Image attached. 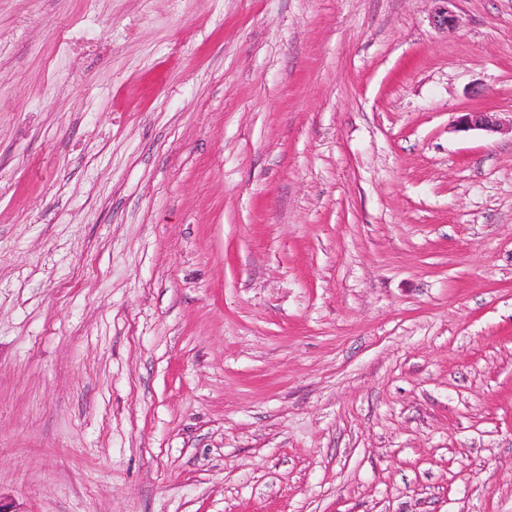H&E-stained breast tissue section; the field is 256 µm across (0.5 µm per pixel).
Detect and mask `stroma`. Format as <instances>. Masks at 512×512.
I'll return each instance as SVG.
<instances>
[{
  "label": "stroma",
  "instance_id": "35a3bbf8",
  "mask_svg": "<svg viewBox=\"0 0 512 512\" xmlns=\"http://www.w3.org/2000/svg\"><path fill=\"white\" fill-rule=\"evenodd\" d=\"M0 0V498L512 512V0ZM497 113L491 112H462L455 120V128L458 131H483L495 133L501 130V122L496 117Z\"/></svg>",
  "mask_w": 512,
  "mask_h": 512
}]
</instances>
